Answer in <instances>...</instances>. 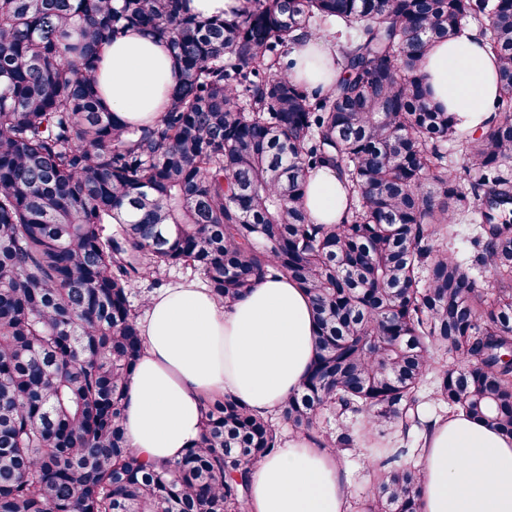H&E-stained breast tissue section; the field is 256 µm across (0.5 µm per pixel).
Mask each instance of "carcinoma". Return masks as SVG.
Instances as JSON below:
<instances>
[{
	"instance_id": "cac0c4a2",
	"label": "carcinoma",
	"mask_w": 512,
	"mask_h": 512,
	"mask_svg": "<svg viewBox=\"0 0 512 512\" xmlns=\"http://www.w3.org/2000/svg\"><path fill=\"white\" fill-rule=\"evenodd\" d=\"M238 2L202 18L187 0H0V512H244L249 467L281 445L271 416L209 397L168 465L125 436L130 297L174 266L226 305L269 275L306 291L315 355L275 415L317 447L358 446L314 433L324 411L426 429L430 376L448 413L512 436V0ZM470 20L500 91L458 166L420 64ZM331 26L336 81H297L292 46ZM131 29L169 42L180 83L160 119L120 125L97 49ZM325 167L338 224L303 207ZM463 219L472 264L448 250ZM404 453L379 449L368 512H420Z\"/></svg>"
}]
</instances>
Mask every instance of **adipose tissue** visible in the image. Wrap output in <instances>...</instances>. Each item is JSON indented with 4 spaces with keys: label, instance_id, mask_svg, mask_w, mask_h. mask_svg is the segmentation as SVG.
<instances>
[{
    "label": "adipose tissue",
    "instance_id": "1",
    "mask_svg": "<svg viewBox=\"0 0 512 512\" xmlns=\"http://www.w3.org/2000/svg\"><path fill=\"white\" fill-rule=\"evenodd\" d=\"M332 54L325 35L295 45V76L313 87L335 80V72L318 68ZM99 56L103 106L127 123L158 117L179 82L169 45L134 30L103 45ZM421 72L459 128L483 125L499 86L495 58L478 32L435 42ZM304 205L315 223H338L348 205L334 170L311 174ZM139 327L143 352L128 383L124 429L131 450L149 464L177 461L198 441L206 396L229 394L255 414L274 413L301 388L314 358L311 300L280 275L228 308L196 282L172 284L149 297ZM417 465L421 512H512V437L483 422L434 420ZM247 499L248 512H352L341 451L302 438L251 468Z\"/></svg>",
    "mask_w": 512,
    "mask_h": 512
}]
</instances>
